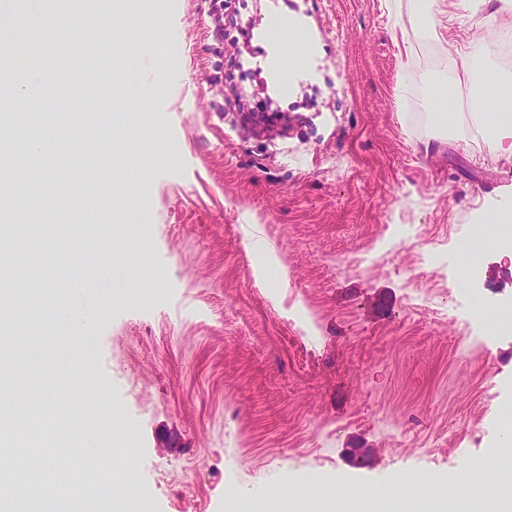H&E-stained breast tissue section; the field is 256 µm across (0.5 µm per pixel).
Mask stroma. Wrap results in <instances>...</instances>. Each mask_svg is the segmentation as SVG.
Instances as JSON below:
<instances>
[{
  "instance_id": "35a3bbf8",
  "label": "stroma",
  "mask_w": 512,
  "mask_h": 512,
  "mask_svg": "<svg viewBox=\"0 0 512 512\" xmlns=\"http://www.w3.org/2000/svg\"><path fill=\"white\" fill-rule=\"evenodd\" d=\"M213 7L88 4L66 59L0 54L42 142L25 155L0 122V179L19 187L0 193V305L24 354L0 389V470L41 487L14 512H444L448 484L451 512H481L463 488L512 455V327L479 307L512 301V261L484 256L476 299L458 271L512 155L461 113L441 131L430 91L468 83L462 55L487 95L506 79L485 10L457 9L451 44L419 33L409 0H251L253 25L276 8L302 31L288 135L257 138L225 109L237 29L216 39ZM67 184L92 206L48 191ZM54 266L66 287L18 304V272ZM74 285L83 340L53 318ZM36 429L85 466L17 446Z\"/></svg>"
}]
</instances>
